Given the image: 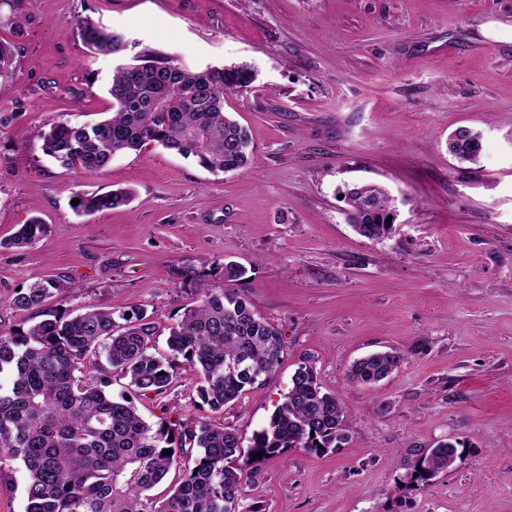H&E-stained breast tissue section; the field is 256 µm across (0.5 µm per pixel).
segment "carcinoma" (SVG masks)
Here are the masks:
<instances>
[{
    "instance_id": "1",
    "label": "carcinoma",
    "mask_w": 512,
    "mask_h": 512,
    "mask_svg": "<svg viewBox=\"0 0 512 512\" xmlns=\"http://www.w3.org/2000/svg\"><path fill=\"white\" fill-rule=\"evenodd\" d=\"M77 27L94 54L126 49L122 36L88 17ZM256 80L247 62L192 71L149 51L113 73L108 118L91 125L57 122L35 138L60 166L86 173L149 142L207 170L236 172L249 162L250 139L224 111V98L251 90ZM448 149L476 164L480 134L459 129ZM78 199L76 209L92 213L127 205L132 195L118 189ZM348 206L347 222L359 235L381 240L391 234V198L382 189L355 188ZM45 232L34 218L7 246L26 248ZM69 288L52 278L16 292L15 308L40 310L44 319L0 334V484L24 472L25 512H261L247 502L241 459L260 453L265 460L292 448L320 454L346 443L342 405L307 365L294 372L282 403L247 446L237 431L212 420L143 417L136 398L164 393L179 361L196 371L201 406L212 413L240 400L280 365L281 333L235 290L214 288L185 307L169 328V356L158 357L157 327L142 310L116 316L90 306L77 313L50 309L49 300ZM400 361L395 351L370 354L350 366L348 380L379 382ZM114 374L127 380L117 395ZM459 446L440 443L408 460L403 482L424 487L454 469L462 460ZM165 449L172 454H162ZM173 470L179 480L155 492Z\"/></svg>"
}]
</instances>
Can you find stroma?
Returning <instances> with one entry per match:
<instances>
[{"mask_svg":"<svg viewBox=\"0 0 512 512\" xmlns=\"http://www.w3.org/2000/svg\"><path fill=\"white\" fill-rule=\"evenodd\" d=\"M124 36L123 57L88 55L77 22ZM0 333L38 318L17 290L60 277L51 307L143 308L156 348L184 307L233 287L282 334L279 367L210 414L175 366L148 420L214 416L243 439L262 429L310 366L348 414L349 440L245 466L264 512H512V0H0ZM146 51L190 70L248 62L254 87L224 109L246 127L250 164L212 173L156 143L92 173L30 143L59 121L112 110L107 88ZM482 135L479 163L448 137ZM392 197L390 237L358 235L348 191ZM127 189L130 205L77 212L79 194ZM45 234L7 247L32 218ZM396 350L385 379L348 382L357 359ZM463 461L421 488L406 460L445 441Z\"/></svg>","mask_w":512,"mask_h":512,"instance_id":"1","label":"stroma"}]
</instances>
